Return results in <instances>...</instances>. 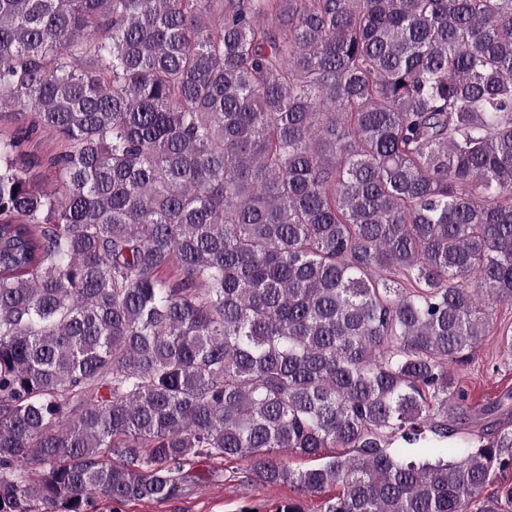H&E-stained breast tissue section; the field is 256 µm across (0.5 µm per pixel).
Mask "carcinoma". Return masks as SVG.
<instances>
[{"label": "carcinoma", "mask_w": 512, "mask_h": 512, "mask_svg": "<svg viewBox=\"0 0 512 512\" xmlns=\"http://www.w3.org/2000/svg\"><path fill=\"white\" fill-rule=\"evenodd\" d=\"M6 107L0 512L203 455L326 512L512 504V391L453 373L512 302V0H0ZM60 144L49 137L41 134L40 131L34 133L26 143L25 151L28 154L35 155L43 160H47L52 154L57 152Z\"/></svg>", "instance_id": "1"}]
</instances>
